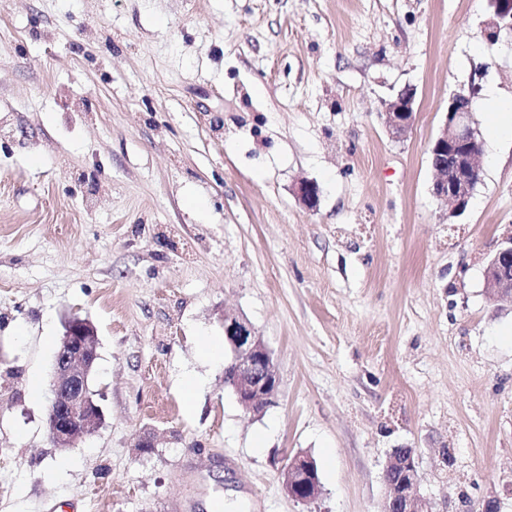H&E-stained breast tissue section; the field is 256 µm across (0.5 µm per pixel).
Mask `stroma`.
<instances>
[{
	"instance_id": "stroma-1",
	"label": "stroma",
	"mask_w": 512,
	"mask_h": 512,
	"mask_svg": "<svg viewBox=\"0 0 512 512\" xmlns=\"http://www.w3.org/2000/svg\"><path fill=\"white\" fill-rule=\"evenodd\" d=\"M487 17V0H0V512H378L395 448L416 449L437 512H512V302L484 275L512 235V141L486 139L481 106L512 95V37L488 41ZM407 85L395 140L381 112ZM460 91L482 176L451 224L429 145ZM228 312L278 369L258 417L202 356ZM74 314L97 329L104 423L57 448L31 388ZM300 452L322 485L307 504L279 481ZM415 101L416 89L408 85L385 102L382 112L384 125L393 139H404L411 131L415 120Z\"/></svg>"
}]
</instances>
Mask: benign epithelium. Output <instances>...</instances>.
Returning a JSON list of instances; mask_svg holds the SVG:
<instances>
[{
    "mask_svg": "<svg viewBox=\"0 0 512 512\" xmlns=\"http://www.w3.org/2000/svg\"><path fill=\"white\" fill-rule=\"evenodd\" d=\"M494 13L486 23V35L496 41L501 33L512 35V0H493ZM472 94L457 92L448 100L446 120L431 142L429 154L435 172L433 193L446 205V219L461 216L481 179V143L473 120ZM416 89L403 87L386 101L382 112L389 135L404 139L415 120ZM300 204L316 210L319 188L302 181L295 188ZM486 288L495 300L512 301V235L489 260ZM97 334L86 319L75 315L66 325L57 350L49 383L51 394L47 430L57 448H72L103 424L100 406L92 400L89 377L98 359ZM224 341L231 359L224 364V384L230 386L243 410L263 414L279 386V376L262 336L242 316L224 314ZM420 471L413 448H397L383 469L380 512H434L432 504L419 493ZM283 490L293 499L309 503L321 494V482L312 459L294 455L280 472Z\"/></svg>",
    "mask_w": 512,
    "mask_h": 512,
    "instance_id": "obj_1",
    "label": "benign epithelium"
}]
</instances>
